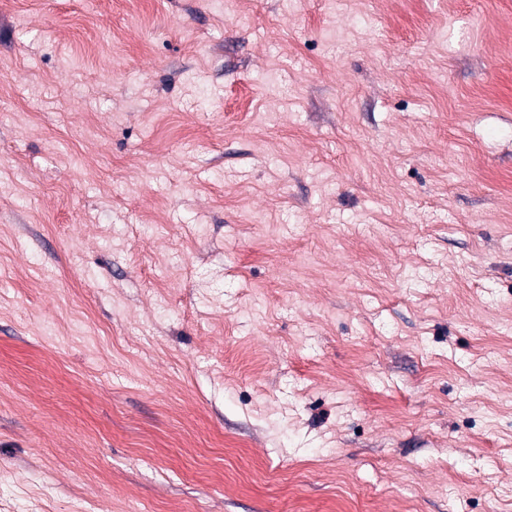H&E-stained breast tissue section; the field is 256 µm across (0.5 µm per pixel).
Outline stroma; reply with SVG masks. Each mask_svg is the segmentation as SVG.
Wrapping results in <instances>:
<instances>
[{
  "label": "stroma",
  "mask_w": 512,
  "mask_h": 512,
  "mask_svg": "<svg viewBox=\"0 0 512 512\" xmlns=\"http://www.w3.org/2000/svg\"><path fill=\"white\" fill-rule=\"evenodd\" d=\"M0 512H512V0H0Z\"/></svg>",
  "instance_id": "obj_1"
}]
</instances>
